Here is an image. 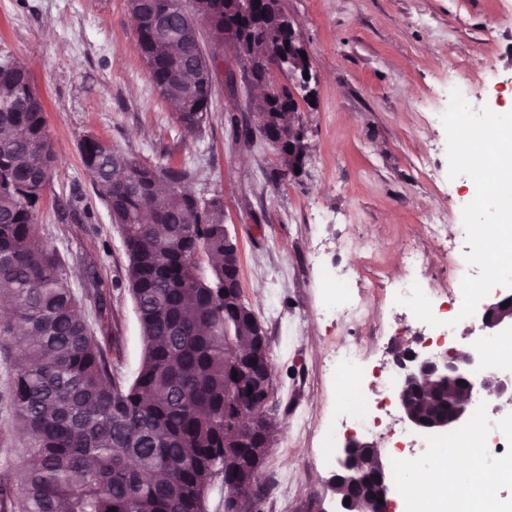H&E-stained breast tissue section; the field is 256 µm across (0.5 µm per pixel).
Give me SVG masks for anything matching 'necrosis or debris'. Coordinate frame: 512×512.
Segmentation results:
<instances>
[{"mask_svg": "<svg viewBox=\"0 0 512 512\" xmlns=\"http://www.w3.org/2000/svg\"><path fill=\"white\" fill-rule=\"evenodd\" d=\"M461 297H454L449 310H442L440 303H433L432 312L439 319V326L419 323L414 336L417 345H428L430 350L445 349L453 343L458 330L450 322L457 317ZM365 353L362 342H344L336 349V374L350 382L356 396L355 403L340 405L334 421L323 433V456L331 458L335 448L347 434H371L377 436L385 452L392 457L389 471L391 482L399 491H407L415 479V471L436 465L442 453L460 444L478 449L477 467H488L501 458L512 457V432H504L501 418L486 410L485 397H475L471 404L468 424L448 435L426 438L414 432L395 418L391 406L402 387L401 369L398 362H384L379 373H369L364 365Z\"/></svg>", "mask_w": 512, "mask_h": 512, "instance_id": "necrosis-or-debris-1", "label": "necrosis or debris"}]
</instances>
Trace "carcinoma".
I'll return each instance as SVG.
<instances>
[{
	"label": "carcinoma",
	"instance_id": "obj_1",
	"mask_svg": "<svg viewBox=\"0 0 512 512\" xmlns=\"http://www.w3.org/2000/svg\"><path fill=\"white\" fill-rule=\"evenodd\" d=\"M167 17L166 34L138 35L154 87L185 132L210 111L216 57L201 42L182 37V0H140ZM231 0H195L192 20L205 24L211 41L224 44ZM261 17L231 47L243 78L271 68L288 74L283 58L288 29L282 0H248ZM37 92L27 69L0 57V336L16 349L10 402L30 435L25 448L35 466L18 486L0 485V503L12 512H202L212 480L224 477L234 491L245 476L236 470L237 429L225 421L226 403L252 406L257 426L274 442L269 401L243 395L230 371L257 350L261 324L242 304L224 311V202L214 196L192 210L183 170H158L95 138L81 144L112 223L128 255L126 285L135 304L145 351L135 377L118 381L79 310L68 273L36 231V210L50 179L55 154ZM288 87L257 105L260 127L283 143L273 178L294 174L288 139L302 127L299 105L288 104ZM169 182L165 194L154 179ZM207 258L203 270L200 257ZM423 410L445 412L456 388H437ZM339 498L358 501L360 512H377L360 500L352 481L334 486Z\"/></svg>",
	"mask_w": 512,
	"mask_h": 512
}]
</instances>
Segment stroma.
I'll return each instance as SVG.
<instances>
[{
    "instance_id": "obj_1",
    "label": "stroma",
    "mask_w": 512,
    "mask_h": 512,
    "mask_svg": "<svg viewBox=\"0 0 512 512\" xmlns=\"http://www.w3.org/2000/svg\"><path fill=\"white\" fill-rule=\"evenodd\" d=\"M311 61L315 95L301 103L309 152L299 175L272 179L276 150L244 146L252 94L228 88L229 48L217 51L210 112L185 133L160 99L141 56L128 0H0V56L26 63L45 102L57 164L36 213L40 238L65 263L82 314L123 380L144 344L124 290L128 256L82 161L85 138L164 169L188 170V187L224 201L236 241L242 298L263 325L274 371L269 413L275 441L261 467L260 512H312L335 503L334 464L321 432L344 392L327 366L346 337L380 330L367 352L408 346L409 320L387 304L385 281L401 277L403 251L425 255L422 274L440 300L467 274L462 249L434 242L425 220L454 205L462 178H449L447 136L429 113L445 111L449 87L464 84L502 112L512 92V0H283ZM351 278L359 325L323 317V270ZM111 286L99 297V285ZM13 350L0 337V482L26 466L9 401Z\"/></svg>"
}]
</instances>
